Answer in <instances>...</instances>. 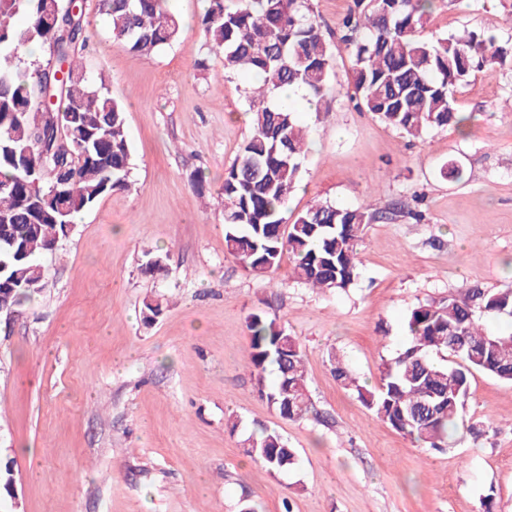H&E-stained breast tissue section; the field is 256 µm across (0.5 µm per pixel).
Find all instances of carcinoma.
Wrapping results in <instances>:
<instances>
[{"mask_svg": "<svg viewBox=\"0 0 512 512\" xmlns=\"http://www.w3.org/2000/svg\"><path fill=\"white\" fill-rule=\"evenodd\" d=\"M0 0V313L11 315L40 294L39 258L53 251L76 214L130 185L132 155L126 110L105 80L89 79L82 51L84 12L56 0ZM435 0H351L339 41L354 65L351 101L414 139L426 130L465 126L451 90L472 72H492L504 53L490 32L463 30L425 39ZM113 40L150 56L177 41L179 23L166 0H99ZM208 54L224 72L259 77L246 91L252 128L222 187L224 241L229 254L264 278L287 254L295 278L310 288L344 291L358 278V242L375 216L317 201L285 217L299 184L310 128L297 109L276 106L284 85L305 91L322 111L332 94L335 54L309 0H207L200 16ZM37 42L67 64V77L33 65L17 71L21 49ZM512 318V288L488 293L463 284L409 311V341L386 361L370 390L342 357L329 354L331 373L357 393L377 418L428 448L448 445L465 405L472 370L512 382V334L492 335L476 312ZM248 362L256 386L282 419L312 408L304 353L296 337L260 314L248 317ZM448 353L454 365L434 360ZM276 382L265 383L267 366ZM247 456L274 476L296 463L295 450L275 429L243 440Z\"/></svg>", "mask_w": 512, "mask_h": 512, "instance_id": "1", "label": "carcinoma"}]
</instances>
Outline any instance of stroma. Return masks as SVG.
I'll return each instance as SVG.
<instances>
[{
	"label": "stroma",
	"instance_id": "stroma-1",
	"mask_svg": "<svg viewBox=\"0 0 512 512\" xmlns=\"http://www.w3.org/2000/svg\"><path fill=\"white\" fill-rule=\"evenodd\" d=\"M311 4L339 93L320 116L299 115L312 132L287 210L329 201L375 216L359 276L337 292L297 283L287 257L272 280L254 277L225 248L224 171L251 134V80L225 75L214 55L196 68L204 0H173L180 39L147 58L115 44L86 0L87 74L106 76L126 106L131 187L80 214L42 260V292L0 315V460L15 473L0 512H480L488 495L494 512H512V383L472 372L463 418L437 451L374 416L328 361L338 350L374 387L411 309L463 284L512 288V59L454 88L464 130L414 142L349 99L352 60L336 36L347 0ZM463 28L493 30L512 52V0H437L425 34ZM451 161L463 181L442 177ZM416 194L424 223L383 216ZM151 254L164 275L142 273ZM149 300L163 308L151 322ZM260 311L299 340L314 415L281 419L259 394L246 356ZM262 426L297 454L275 477L242 451Z\"/></svg>",
	"mask_w": 512,
	"mask_h": 512
}]
</instances>
